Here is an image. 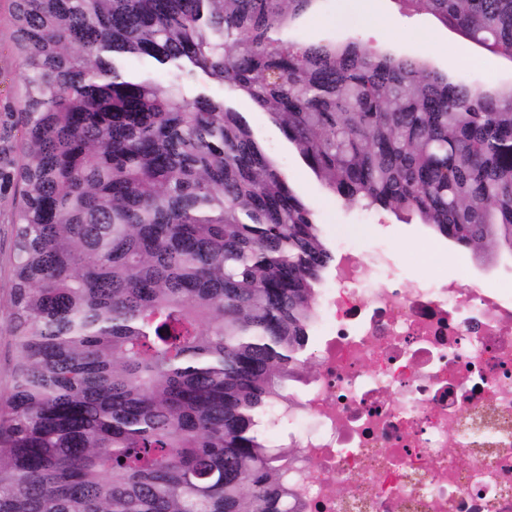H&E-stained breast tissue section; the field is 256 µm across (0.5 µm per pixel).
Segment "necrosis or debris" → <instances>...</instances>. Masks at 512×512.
<instances>
[{
	"mask_svg": "<svg viewBox=\"0 0 512 512\" xmlns=\"http://www.w3.org/2000/svg\"><path fill=\"white\" fill-rule=\"evenodd\" d=\"M289 439L303 512H512V298L344 249Z\"/></svg>",
	"mask_w": 512,
	"mask_h": 512,
	"instance_id": "necrosis-or-debris-1",
	"label": "necrosis or debris"
}]
</instances>
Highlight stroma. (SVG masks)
<instances>
[{
  "label": "stroma",
  "mask_w": 512,
  "mask_h": 512,
  "mask_svg": "<svg viewBox=\"0 0 512 512\" xmlns=\"http://www.w3.org/2000/svg\"><path fill=\"white\" fill-rule=\"evenodd\" d=\"M356 0H320L299 24L301 37L315 40L329 35L357 39L398 54L423 57L456 78H477L493 87L512 82V61L481 51L428 13H414L398 0H379L383 14L374 26ZM10 0H0V101L19 91V60L12 49ZM224 103L240 112L255 139L285 169L293 189L312 209L331 252L350 242L383 263L405 287L422 279L437 280L457 274L488 288L512 295V254L483 257L453 241L434 235L424 225L405 223L383 210L348 205L322 187L269 116L248 100L225 93ZM17 199L0 195V390L6 389L15 354L9 345L12 224Z\"/></svg>",
  "instance_id": "35a3bbf8"
}]
</instances>
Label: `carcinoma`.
Listing matches in <instances>:
<instances>
[{
    "label": "carcinoma",
    "mask_w": 512,
    "mask_h": 512,
    "mask_svg": "<svg viewBox=\"0 0 512 512\" xmlns=\"http://www.w3.org/2000/svg\"><path fill=\"white\" fill-rule=\"evenodd\" d=\"M317 2L12 0L0 512H301L294 449L264 427L292 406L334 257L213 86L343 202L512 252V84L285 35ZM398 2L512 57V0ZM18 198L0 195V390L7 388L15 354L9 345L7 328L10 320L12 224L11 217Z\"/></svg>",
    "instance_id": "obj_1"
}]
</instances>
